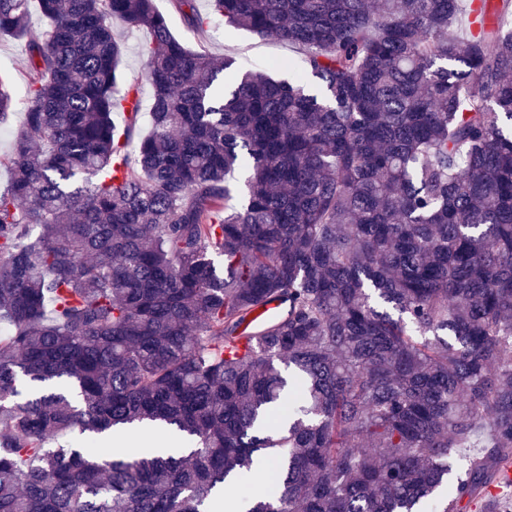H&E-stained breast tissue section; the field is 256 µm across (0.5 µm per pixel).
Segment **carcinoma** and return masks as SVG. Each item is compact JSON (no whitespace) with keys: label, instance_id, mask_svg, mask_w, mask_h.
Instances as JSON below:
<instances>
[{"label":"carcinoma","instance_id":"1","mask_svg":"<svg viewBox=\"0 0 512 512\" xmlns=\"http://www.w3.org/2000/svg\"><path fill=\"white\" fill-rule=\"evenodd\" d=\"M37 2L0 0V512H512V0H171L288 81L154 0ZM157 6L169 16L175 35L193 48H197L199 44L204 45L210 54L220 60L232 57L240 68L265 70L276 78H288L293 75L295 69L302 67L301 51L280 41L274 35L261 37L224 24L191 31L169 0H158ZM273 63L280 65L273 67ZM288 63L292 67L288 68ZM112 32L123 43L124 72L128 79L141 75L143 71L142 47L149 39L146 30L128 26L121 19H115L112 23ZM25 55L23 43L4 38L0 41V77L8 82L16 102V112L9 123L0 125V153H7L21 125V111L26 99Z\"/></svg>","mask_w":512,"mask_h":512}]
</instances>
